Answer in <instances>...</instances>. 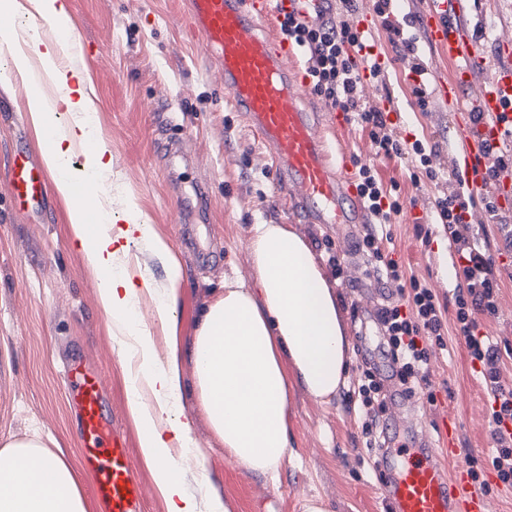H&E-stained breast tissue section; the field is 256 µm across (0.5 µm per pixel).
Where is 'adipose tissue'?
I'll return each instance as SVG.
<instances>
[{"label": "adipose tissue", "mask_w": 512, "mask_h": 512, "mask_svg": "<svg viewBox=\"0 0 512 512\" xmlns=\"http://www.w3.org/2000/svg\"><path fill=\"white\" fill-rule=\"evenodd\" d=\"M38 15L53 31L18 28V15ZM71 16L66 0H0V46L29 86L26 110L44 165L65 209L84 262L98 275V294L120 352L136 367L128 375L127 404L139 431V446L152 469L167 512H227L220 497L199 501L182 480L184 457L200 455L193 424L176 411L181 396L180 354L159 358L143 323L132 310L149 290L141 268L120 262L133 242L151 241L164 258L169 286L156 312L174 331V313L184 275L165 242L134 201L122 221L102 178L112 170V150L89 114L90 81L80 69L62 65L71 52L66 38ZM70 122L59 126L60 113ZM85 161L74 169L77 147ZM91 193L74 196L73 177ZM97 232H89V222ZM254 281L226 280L224 290L200 312L190 346L201 410L238 468L278 480L290 445L289 391L301 387L322 402L346 383L351 357L348 327L334 288L309 242L284 224H256L248 242ZM0 512H89L71 466L51 453L39 434L0 448Z\"/></svg>", "instance_id": "obj_1"}]
</instances>
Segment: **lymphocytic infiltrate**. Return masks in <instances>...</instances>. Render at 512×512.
<instances>
[{"instance_id": "lymphocytic-infiltrate-1", "label": "lymphocytic infiltrate", "mask_w": 512, "mask_h": 512, "mask_svg": "<svg viewBox=\"0 0 512 512\" xmlns=\"http://www.w3.org/2000/svg\"><path fill=\"white\" fill-rule=\"evenodd\" d=\"M340 2L333 21L327 25L313 27L294 16L283 15L279 20L283 39L304 48L305 72L314 92L327 103L351 112L355 122L367 130L379 153L389 158L410 156L414 168L424 169L429 179H436V172L430 168L431 146L419 140L411 144L402 142L394 134L386 111L362 104V70H369L379 81L385 72L371 54L352 56V49L366 44L367 37L357 28L349 7L351 0ZM357 177L356 187L369 215L359 246L370 264L396 290L393 300L381 310L379 320L392 375L404 393L412 395L430 372V347L444 343L442 311L432 290L417 279H404L397 262L382 251L384 242L390 238L387 226L391 216L401 210L398 197L384 188L369 166H359ZM434 211L448 235L449 245L461 260L455 268V317L467 340L471 359L481 365V383L491 402L496 443L491 464L503 485L512 487V430L505 427L506 422L512 421V387L502 377L497 344L475 333L477 315L497 313L501 285L493 274L492 259L466 220L463 196L452 190L442 193L434 202ZM357 383L360 400L354 409L366 445L371 448L383 433L384 384L369 368L362 371Z\"/></svg>"}]
</instances>
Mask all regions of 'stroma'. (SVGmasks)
Returning <instances> with one entry per match:
<instances>
[{
    "label": "stroma",
    "instance_id": "obj_1",
    "mask_svg": "<svg viewBox=\"0 0 512 512\" xmlns=\"http://www.w3.org/2000/svg\"><path fill=\"white\" fill-rule=\"evenodd\" d=\"M74 44L65 65L85 71L91 81L90 107L112 148V172L103 179L113 210L133 198L156 236L179 261L184 281L169 336L154 317L151 297H143L142 321L158 355L171 340L190 346L203 305L234 274L253 281L248 252L253 224H287L294 203L271 177L270 160L258 147L242 113L228 104L221 74L212 69L200 38L181 23L180 0H69ZM406 59L395 57L381 92L404 108L391 121L396 134L422 139L436 151L455 147V116L438 104L420 111L412 95ZM27 91L0 48V445L36 431L48 449L72 464L83 491L91 475L81 467L75 412L67 394L65 366L73 355L101 372L109 411L128 439L133 457L141 455L127 407V360L107 330L99 304L97 276L72 240L64 207L48 194L39 210L15 204L8 173L16 156L34 164L42 157L28 114ZM325 137L337 156L371 166L384 186H397L402 209L391 217V242L384 253L406 276L425 282L444 308L445 347L433 348L432 373L419 389V403L436 411L452 408L460 430L461 459L474 458L488 483L493 512H512V488L503 486L491 465L490 402L471 363L466 340L455 323L448 239L441 226L416 223L412 207L431 209L446 183L412 181L409 159L377 155L367 131L349 124ZM320 263L339 256L361 259L357 237L343 238L339 224H301ZM501 281L498 312L477 318L479 334L497 340L504 379L512 385V248L499 227L478 225ZM349 328L353 350L350 376L363 365L362 318L350 282L331 279ZM180 413L193 417L201 455L188 458L185 486L200 499L219 493L228 512H301L302 499H322L329 512H384L378 477L347 390L320 402L295 389L290 405L291 455L278 482L241 471L224 450L198 408L192 364H184Z\"/></svg>",
    "mask_w": 512,
    "mask_h": 512
}]
</instances>
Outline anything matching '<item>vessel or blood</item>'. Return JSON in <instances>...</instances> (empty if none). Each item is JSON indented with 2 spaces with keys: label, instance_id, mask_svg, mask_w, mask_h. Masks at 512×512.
Listing matches in <instances>:
<instances>
[{
  "label": "vessel or blood",
  "instance_id": "obj_1",
  "mask_svg": "<svg viewBox=\"0 0 512 512\" xmlns=\"http://www.w3.org/2000/svg\"><path fill=\"white\" fill-rule=\"evenodd\" d=\"M326 0H185L181 16L202 38L222 73L231 104L246 115L259 145L274 161L277 184L294 198L307 224L363 223L356 179L329 162V148L302 103L312 94L301 74L296 45L277 41L268 26L286 13L311 25L323 24ZM469 0H425L417 21L426 42L452 68L433 81L431 94L456 114L458 149L443 162L444 173L472 202V217L487 188L495 153H512V120H502L512 102V41L500 42L509 60L488 66L471 38ZM14 201L40 207L47 196V173L25 158L9 172ZM68 395L81 424L82 464L94 474L93 495L101 512H143L144 488L134 477L127 438L111 416L101 377L81 358L68 366ZM439 446L415 443V458L397 466L396 449H386L374 467L380 476L386 512H490V501L472 486L467 464L457 461L458 426L450 414L438 420ZM454 458L442 464L441 455Z\"/></svg>",
  "mask_w": 512,
  "mask_h": 512
}]
</instances>
